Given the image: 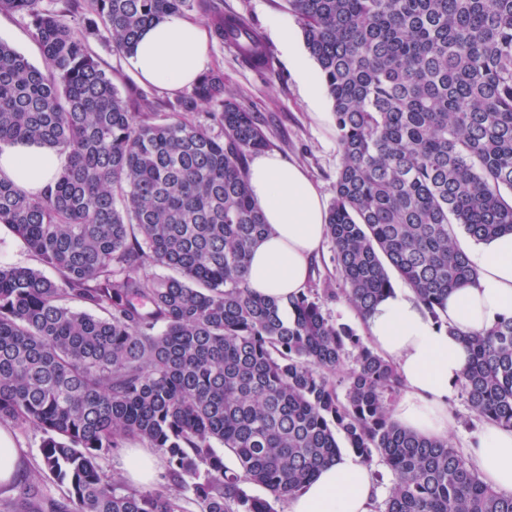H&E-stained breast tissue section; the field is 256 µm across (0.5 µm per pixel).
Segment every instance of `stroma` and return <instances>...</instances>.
I'll list each match as a JSON object with an SVG mask.
<instances>
[{"instance_id": "stroma-1", "label": "stroma", "mask_w": 512, "mask_h": 512, "mask_svg": "<svg viewBox=\"0 0 512 512\" xmlns=\"http://www.w3.org/2000/svg\"><path fill=\"white\" fill-rule=\"evenodd\" d=\"M227 11L245 16L257 26L276 57L274 72L260 74L242 66L233 52L211 43L212 68L224 74V87L242 101L262 126L269 152L300 166L324 200H332L340 165L331 104L325 89L309 94L273 31L280 22L297 28L283 0H224ZM0 39L8 42L32 64L42 65L39 44L20 16L0 14Z\"/></svg>"}]
</instances>
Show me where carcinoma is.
<instances>
[{"label": "carcinoma", "mask_w": 512, "mask_h": 512, "mask_svg": "<svg viewBox=\"0 0 512 512\" xmlns=\"http://www.w3.org/2000/svg\"><path fill=\"white\" fill-rule=\"evenodd\" d=\"M50 2L0 0L44 58L0 41V147L65 156L41 194L0 177V224L57 273L0 265V425L42 433L41 466L0 512H277L343 446L391 472L376 512H512V493L448 439L391 422L395 367L326 308L343 297L365 319L392 269L440 325L448 293L477 275L454 227L476 242L512 233V0H284L331 102L326 237L344 285L287 298L249 288L269 225L248 159L268 141L224 74L159 103L119 89L90 47L128 54L143 28L189 11L223 44L244 16L224 0ZM245 35V62L273 71ZM202 104L221 133L196 120ZM464 342L468 409L512 428V318ZM131 438L162 451V489L104 471Z\"/></svg>", "instance_id": "obj_1"}]
</instances>
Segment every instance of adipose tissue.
Returning a JSON list of instances; mask_svg holds the SVG:
<instances>
[{
	"label": "adipose tissue",
	"instance_id": "obj_1",
	"mask_svg": "<svg viewBox=\"0 0 512 512\" xmlns=\"http://www.w3.org/2000/svg\"><path fill=\"white\" fill-rule=\"evenodd\" d=\"M209 43L200 21L172 16L147 27L126 62L141 83L178 91L209 68ZM63 163V156L36 144L0 148V176L34 194L51 183ZM248 180L271 227L251 253L249 286L264 296L298 294L326 237L323 199L302 169L275 154L254 158ZM466 254L477 277L449 293L441 323H434L414 294L400 289L385 296L365 321L370 345L395 365L402 382L392 420L430 438L448 435V398L469 361L461 334L512 318V234L469 247ZM466 458L492 487L512 491V429L486 424ZM379 498L372 471L356 454L344 452L290 497L287 512H375Z\"/></svg>",
	"mask_w": 512,
	"mask_h": 512
}]
</instances>
